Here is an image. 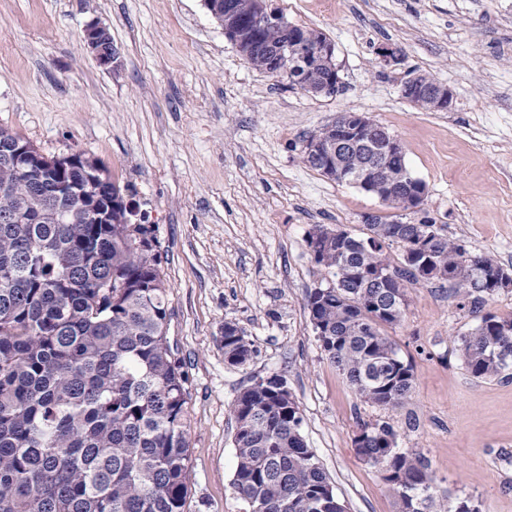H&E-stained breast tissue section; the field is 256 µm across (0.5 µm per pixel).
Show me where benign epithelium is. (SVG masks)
<instances>
[{"instance_id":"1","label":"benign epithelium","mask_w":512,"mask_h":512,"mask_svg":"<svg viewBox=\"0 0 512 512\" xmlns=\"http://www.w3.org/2000/svg\"><path fill=\"white\" fill-rule=\"evenodd\" d=\"M205 5L212 15L221 18L224 36L240 53L258 55L266 60L267 74L277 76L288 69V42L276 45L268 43L262 39L261 32L269 26L282 25L285 27L286 37L292 38L295 36V29L280 18L268 0H257L256 12L247 21L236 14L231 0H207ZM103 29L104 25L100 22H90L84 29L83 40L97 64L110 72L118 64L119 52L115 48L109 53L102 51L100 42ZM297 80L313 95L336 96L342 81L340 69L336 66L334 44L317 38L313 39V43L306 44V49L302 51L300 57ZM402 95L413 104L423 102L432 110L440 112L451 109L454 98L451 88L447 85L440 82H425L418 75L409 78L402 89ZM359 138L375 141V154L372 157L375 162L381 158L395 159L405 156L403 144L396 136L387 133L382 126L360 113L338 116L334 137L325 140L314 135L304 142L302 150L314 160L323 161L345 151ZM426 194L424 187L417 190L389 189L380 193L379 197L386 204L395 206L399 212L416 214L417 223L432 224L434 219L429 217L424 209Z\"/></svg>"}]
</instances>
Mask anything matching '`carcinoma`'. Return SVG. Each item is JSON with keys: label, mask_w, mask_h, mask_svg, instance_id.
Returning a JSON list of instances; mask_svg holds the SVG:
<instances>
[{"label": "carcinoma", "mask_w": 512, "mask_h": 512, "mask_svg": "<svg viewBox=\"0 0 512 512\" xmlns=\"http://www.w3.org/2000/svg\"><path fill=\"white\" fill-rule=\"evenodd\" d=\"M18 135L0 136V512H184L188 495L185 374L168 339L169 299L154 225L90 213L125 204L107 168L83 152L62 169L15 171ZM359 140L327 163L349 183L374 153ZM312 169L323 167L302 153ZM99 171L84 196L86 169ZM423 181L406 160L381 161L373 183ZM32 216L17 217L18 202ZM65 211L66 224L55 216ZM317 266L332 286L307 295L321 350L364 402L385 411L412 395L414 372L387 329L398 325L406 288L452 285L457 307L479 318L457 337L476 378L512 370V317L482 313L487 298L512 285V268L472 254L433 224L382 217L361 237L316 224ZM397 244L400 258L386 249ZM378 270L391 273L368 280ZM224 359L244 366L258 353L233 322L224 323ZM236 468L232 486L245 512H346L301 435L303 416L284 376L254 380L232 404ZM356 454L393 472L398 512H448L432 491L430 462L398 447L388 421L361 422Z\"/></svg>", "instance_id": "cac0c4a2"}]
</instances>
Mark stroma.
Masks as SVG:
<instances>
[{
	"label": "stroma",
	"mask_w": 512,
	"mask_h": 512,
	"mask_svg": "<svg viewBox=\"0 0 512 512\" xmlns=\"http://www.w3.org/2000/svg\"><path fill=\"white\" fill-rule=\"evenodd\" d=\"M334 44L343 90L315 97L255 70L204 0H0V127L48 155L99 159L156 226L169 332L187 374L191 483L185 512H242L230 409L252 380L286 377L309 449L348 512H397L379 468L356 455L358 420H386L425 455L455 512H512V378L480 379L455 339L476 324L447 289L420 282L389 329L415 389L387 412L363 402L321 351L306 306L325 277L313 225L359 235L392 209L301 160L303 141L358 112L402 141L426 208L473 253L512 266V0H274ZM101 21L120 51L100 68L83 45ZM401 49L384 66L382 48ZM454 91L446 112L400 92L408 72ZM234 322L259 353L225 363Z\"/></svg>",
	"instance_id": "1"
}]
</instances>
